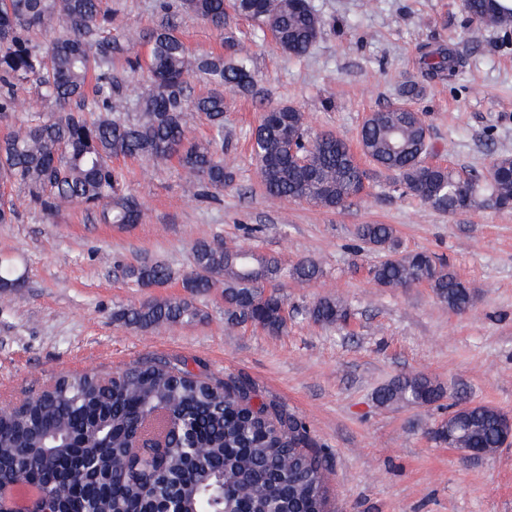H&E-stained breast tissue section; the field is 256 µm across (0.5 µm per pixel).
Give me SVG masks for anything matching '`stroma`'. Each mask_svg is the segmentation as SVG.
I'll return each mask as SVG.
<instances>
[{"label": "stroma", "mask_w": 512, "mask_h": 512, "mask_svg": "<svg viewBox=\"0 0 512 512\" xmlns=\"http://www.w3.org/2000/svg\"><path fill=\"white\" fill-rule=\"evenodd\" d=\"M327 21L301 58L284 53L244 17L216 31L183 11L180 0H104L112 34L135 33L115 53L112 72L148 88L134 58H147L153 33L171 28L193 53L247 52L251 92L227 93L224 167L233 179L197 196L177 160L161 164L118 156L123 190L141 205L134 224H103L76 204L55 214L26 191L0 182L16 217L0 223V259L21 280L0 288V405L65 375L117 370L156 357L198 360L220 378L252 381L307 425L315 451L331 464L324 489L331 512H512V448L463 460L433 431L451 402L465 400L512 415V209L473 207L452 215L403 193L394 174L368 158L363 192L337 210L265 194L251 143L261 112L290 105L310 134L330 132L358 149L369 113L404 104L401 86L420 81L414 108L429 127V161L479 179L489 189L495 157L512 156V33L472 22L461 0H310ZM442 45L462 59L453 77L421 75V49ZM54 105L35 88L14 89L0 114V136ZM360 224L391 225L404 251H426L471 289V308L456 312L427 285L377 286L378 258L357 249ZM249 247L283 269L315 260L320 279L279 281L288 328L277 336L224 318L221 289L196 303L204 321L138 330L113 312L152 296L183 295L197 242ZM160 261L175 277L161 288L133 287L126 267ZM330 296L350 313L325 327L306 311ZM423 374L443 389L431 404L379 403L391 380Z\"/></svg>", "instance_id": "35a3bbf8"}]
</instances>
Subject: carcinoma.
Wrapping results in <instances>:
<instances>
[{
	"label": "carcinoma",
	"instance_id": "carcinoma-1",
	"mask_svg": "<svg viewBox=\"0 0 512 512\" xmlns=\"http://www.w3.org/2000/svg\"><path fill=\"white\" fill-rule=\"evenodd\" d=\"M263 0H182L181 8L216 30L230 13L264 27L269 16ZM464 11L478 24L508 27L512 9L502 14L496 0H464ZM276 43L303 56L326 22L311 5L274 0ZM61 22L63 33L41 51L31 33ZM112 23L102 0H0V111H7L8 89L31 83L52 100L60 115L38 116L0 141V180L28 190L31 202L47 213L74 203L98 210L104 224H133L141 208L120 193L121 175L112 158L122 155L156 163L172 157L198 187L220 188L231 180L224 170V90L249 91L254 74L243 57L191 54L169 29L152 38L148 62L150 91L139 94L112 76L116 39L101 35ZM429 78L453 75L458 56L431 47L421 56ZM205 77L214 89L192 98L188 78ZM95 77L93 93L88 80ZM132 102L137 115L119 113ZM202 114L211 128L205 141L188 138L185 112ZM359 140L369 159L395 174L405 192L440 212L452 214L446 197L476 180L424 161L429 145L423 113L393 106L363 122ZM310 148L317 171L310 180L289 155V148ZM267 195L335 210L363 190L364 170L349 146L331 133L308 134L302 113L279 106L260 115L252 137ZM491 192L483 205L512 206V158L499 156L490 167ZM356 238L383 253L371 268L381 288L427 284L457 312L471 306L470 289L447 266L424 251L399 250L389 224H361ZM283 270L277 258L249 248L230 250L201 241L193 266L182 277L187 295L149 298L113 316L125 325L149 329L164 324L196 323L205 318L195 298L224 285V316L249 322L270 335L288 327L285 298L265 293ZM323 271L303 260L288 271L313 281ZM138 288H158L173 272L162 263H144L126 271ZM320 325L347 322L348 311L324 296L306 312ZM441 387L421 375L398 377L377 393L381 403H430ZM246 380H221L188 369L185 358L145 360L112 374L86 372L64 376L47 390L29 395L0 414V482L24 473L42 491L32 512H328L320 482L324 462L307 452L305 423L281 405L262 401ZM505 414L486 405L454 412L460 425L475 424L469 447L493 448L506 430Z\"/></svg>",
	"mask_w": 512,
	"mask_h": 512
}]
</instances>
